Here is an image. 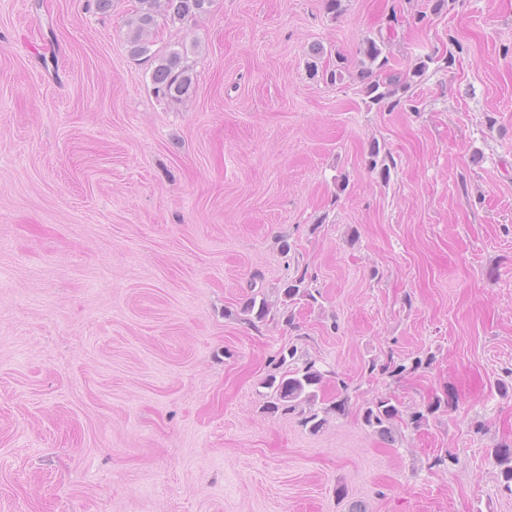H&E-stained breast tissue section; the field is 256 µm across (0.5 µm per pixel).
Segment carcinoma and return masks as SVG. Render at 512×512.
<instances>
[{
    "mask_svg": "<svg viewBox=\"0 0 512 512\" xmlns=\"http://www.w3.org/2000/svg\"><path fill=\"white\" fill-rule=\"evenodd\" d=\"M214 0H138L134 14L127 20L129 52L133 57H142L154 64L151 79L154 93L171 102H179L189 96L193 89V73L186 56L179 50L163 55L151 52L146 35L158 24V18L171 23L183 22L206 14ZM362 53L370 66L360 73L362 92L369 102L386 105L393 109L405 97L414 83L422 77L433 62L429 55L419 57L408 69L395 72L389 68V59L383 55L382 47L376 40H365ZM322 373L309 362L301 368L289 369L280 376L272 375L267 381L271 389L269 409L304 415V422L317 430L323 420L315 412H308L304 406L316 397L314 388L321 383ZM399 417L398 407L390 398H380L364 411L365 424L384 438L391 437L393 422ZM494 458L506 465L503 470L504 488L512 493V448L494 450Z\"/></svg>",
    "mask_w": 512,
    "mask_h": 512,
    "instance_id": "1",
    "label": "carcinoma"
}]
</instances>
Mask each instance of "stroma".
Segmentation results:
<instances>
[{"instance_id":"35a3bbf8","label":"stroma","mask_w":512,"mask_h":512,"mask_svg":"<svg viewBox=\"0 0 512 512\" xmlns=\"http://www.w3.org/2000/svg\"><path fill=\"white\" fill-rule=\"evenodd\" d=\"M136 7L0 0V512H512V0H215L150 34L178 103ZM369 37L433 58L396 109ZM292 347L315 432L268 407ZM134 14L127 20L129 52L154 64L151 79L154 93L171 102H179L193 89V73L186 56L179 50L163 55L151 53L146 35L158 24V18L172 24L206 14L214 0H137ZM399 417L398 407L390 398H379L364 411L365 424L384 438L391 437L393 422Z\"/></svg>"}]
</instances>
